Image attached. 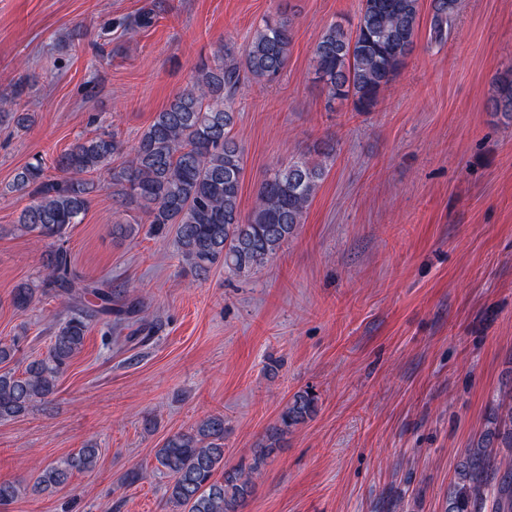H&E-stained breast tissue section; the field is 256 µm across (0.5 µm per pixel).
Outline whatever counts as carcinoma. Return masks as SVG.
<instances>
[{"label":"carcinoma","mask_w":512,"mask_h":512,"mask_svg":"<svg viewBox=\"0 0 512 512\" xmlns=\"http://www.w3.org/2000/svg\"><path fill=\"white\" fill-rule=\"evenodd\" d=\"M458 0H431V40L448 39ZM419 0H363L352 29L334 21L314 49L316 82L328 101H349L356 112H370L405 60L416 48ZM292 22L268 16L241 50L224 45L199 62L190 85L176 93L151 125L130 145L118 134L102 132L75 142L55 160L58 175L45 174L42 159L21 167L5 187L32 198L15 228L49 242L42 255L44 286L64 295L74 312L52 336L47 355L27 364L22 374L0 369V419L27 413L56 392L60 376L82 350L91 318L113 314V329L127 319L148 321L143 305L132 299L119 307L112 289L86 282L72 269L63 246L74 224L89 209L97 185L91 175H109L112 198L125 218L112 225L119 238L132 236L142 222L163 231L176 226L186 268L204 279L219 262L247 276L268 262L295 233L323 181L335 143L323 140L313 152L277 163L262 182L248 219L240 209L243 152L232 133L234 103L248 82L273 83L286 65ZM21 93L0 99V114L23 130L31 112H17ZM492 109L512 120V78L494 83ZM35 288H14L12 304L26 309ZM318 412L310 389L295 392L269 424L253 452L252 464H224V414L211 413L184 431L168 436L155 458L169 477L170 512H242L261 468L283 447L289 434ZM99 449L82 448L39 470L35 492L56 490L79 472L92 470ZM512 512V389L500 392L484 428L464 448L448 486L444 512Z\"/></svg>","instance_id":"1"}]
</instances>
